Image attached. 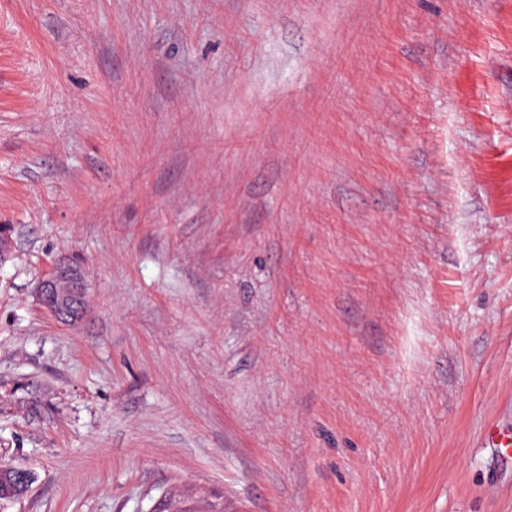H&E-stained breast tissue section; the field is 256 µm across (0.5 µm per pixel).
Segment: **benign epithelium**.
Segmentation results:
<instances>
[{"label":"benign epithelium","instance_id":"1","mask_svg":"<svg viewBox=\"0 0 512 512\" xmlns=\"http://www.w3.org/2000/svg\"><path fill=\"white\" fill-rule=\"evenodd\" d=\"M86 285L80 268L57 264L38 284L37 300L56 320L74 323L85 314Z\"/></svg>","mask_w":512,"mask_h":512}]
</instances>
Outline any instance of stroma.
Here are the masks:
<instances>
[{
	"label": "stroma",
	"mask_w": 512,
	"mask_h": 512,
	"mask_svg": "<svg viewBox=\"0 0 512 512\" xmlns=\"http://www.w3.org/2000/svg\"><path fill=\"white\" fill-rule=\"evenodd\" d=\"M0 227V512H512V0H0ZM86 285L80 268L57 264L38 284L37 300L57 321L75 323L85 314ZM17 471H19L22 474V476L15 471L1 468L0 490L1 492L2 490L10 491L11 496L2 499L0 497V500H10L24 492L26 488V478L29 477V474L27 473V471L20 468H17ZM23 476H25L26 478H24Z\"/></svg>",
	"instance_id": "obj_1"
}]
</instances>
